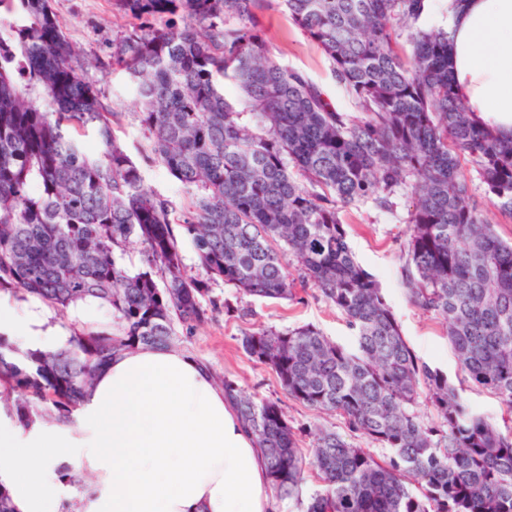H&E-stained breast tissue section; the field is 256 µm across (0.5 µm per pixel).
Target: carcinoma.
<instances>
[{
	"mask_svg": "<svg viewBox=\"0 0 512 512\" xmlns=\"http://www.w3.org/2000/svg\"><path fill=\"white\" fill-rule=\"evenodd\" d=\"M426 5L112 0L136 20L112 39V69L136 84L152 158L189 190L178 216L117 142L118 113L78 63L51 0H0L15 18L0 37V292L61 309L100 303L113 316L54 351L20 356L0 336V403L16 425L72 423L112 357L173 346L177 324L191 334L203 302L214 303V282L292 298L288 254L301 281L345 316L356 348L308 324L244 331V351L288 398L342 415L391 454L380 461L320 429L306 458L279 402L219 377L263 448L277 496L298 494L310 467L323 488L305 512H512V433L470 411L447 376L420 361L340 218L367 202L389 210L410 193L406 295L447 324L462 370L512 412V242L486 218L490 209L512 217V134L477 124L458 99L448 32L420 25ZM279 11L321 48L356 114L271 51L261 18ZM89 132L97 157L80 145ZM462 156L484 186L480 200ZM175 224L207 279L186 273ZM134 242L141 258L131 272L122 260ZM423 389L430 424L416 412Z\"/></svg>",
	"mask_w": 512,
	"mask_h": 512,
	"instance_id": "carcinoma-1",
	"label": "carcinoma"
}]
</instances>
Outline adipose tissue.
I'll list each match as a JSON object with an SVG mask.
<instances>
[{"label":"adipose tissue","instance_id":"obj_1","mask_svg":"<svg viewBox=\"0 0 512 512\" xmlns=\"http://www.w3.org/2000/svg\"><path fill=\"white\" fill-rule=\"evenodd\" d=\"M448 70L483 125L512 133V0H444ZM0 334L29 350L65 338L32 308L0 307ZM89 474L79 512H275L263 451L212 370L176 349L113 357L76 425L0 419V482L14 512H61Z\"/></svg>","mask_w":512,"mask_h":512}]
</instances>
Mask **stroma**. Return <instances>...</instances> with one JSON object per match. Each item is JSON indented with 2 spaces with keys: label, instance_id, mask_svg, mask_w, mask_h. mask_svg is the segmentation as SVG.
Instances as JSON below:
<instances>
[{
  "label": "stroma",
  "instance_id": "1",
  "mask_svg": "<svg viewBox=\"0 0 512 512\" xmlns=\"http://www.w3.org/2000/svg\"><path fill=\"white\" fill-rule=\"evenodd\" d=\"M52 7L62 31L72 43L82 49L85 57L100 61V68L89 69L88 77L97 83L114 108L123 112L116 135L138 167L144 184L176 210H183L188 200L186 189L151 159L148 152V142L135 117L133 82L124 72L108 67L112 39L117 31L132 25V18L115 12L112 0H52ZM264 28L271 49L284 63L307 72L341 111H352L350 99L333 80L321 51L300 33L286 14L267 15ZM410 204L408 195L402 194L391 210H380L370 204L343 209L341 218L348 243L359 264L379 283L402 335L417 357L447 375L462 401L474 412L494 424H502L505 413L498 399L466 380L448 344L445 322L415 307L406 297L401 267L407 229L404 218ZM212 294L220 304L219 310H207L204 322L192 335L178 334L177 348L207 364L214 374L236 381L257 398L280 402L303 453L311 451L313 429L345 433L340 415L321 413L289 399L275 374L255 363L240 342L242 332L247 329L284 330L309 324L337 344L350 348L354 338L344 316L316 289L301 282L296 285L294 299L288 301L245 296L221 282L213 285Z\"/></svg>",
  "mask_w": 512,
  "mask_h": 512
}]
</instances>
